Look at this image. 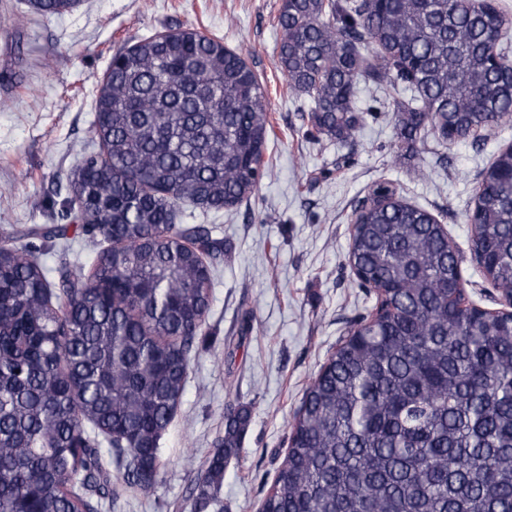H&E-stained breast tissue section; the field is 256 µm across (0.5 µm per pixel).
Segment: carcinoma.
Wrapping results in <instances>:
<instances>
[{
	"instance_id": "obj_1",
	"label": "carcinoma",
	"mask_w": 512,
	"mask_h": 512,
	"mask_svg": "<svg viewBox=\"0 0 512 512\" xmlns=\"http://www.w3.org/2000/svg\"><path fill=\"white\" fill-rule=\"evenodd\" d=\"M76 6L38 0L43 15ZM279 67L310 103L311 128L356 136L357 84L399 85L407 144L447 143L512 119V61L493 59L512 16L495 0H282ZM269 102L244 57L195 29L114 54L95 98L103 151L72 181L73 220L112 242L88 274L48 280L25 247L0 242V512H98L149 491L159 440L185 390L222 242L175 223L179 207L231 209L262 178ZM471 255L512 291V148L480 173ZM347 262L376 292L289 423L259 512H512V315L466 296L457 250L428 211L389 192L356 211ZM248 406L200 466L192 512H224V470ZM105 439L124 470L102 491Z\"/></svg>"
}]
</instances>
